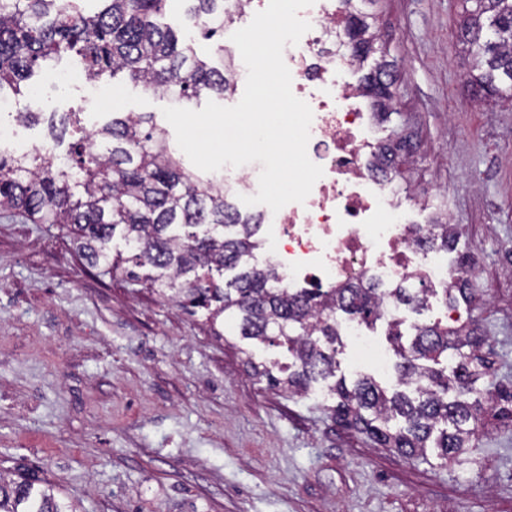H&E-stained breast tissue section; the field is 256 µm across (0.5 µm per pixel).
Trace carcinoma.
<instances>
[{
    "instance_id": "1",
    "label": "carcinoma",
    "mask_w": 512,
    "mask_h": 512,
    "mask_svg": "<svg viewBox=\"0 0 512 512\" xmlns=\"http://www.w3.org/2000/svg\"><path fill=\"white\" fill-rule=\"evenodd\" d=\"M0 0V95L22 103L14 113L21 124L38 121L26 82L64 55L80 58L90 82L118 77L162 93L182 104L203 95L224 96V44L219 60L197 57L192 42L159 21L168 0ZM203 38L224 34V0H187ZM460 41L476 59L470 84L482 98L512 99V0H464ZM375 16L353 9L343 29L350 31L354 56L374 52ZM390 63L365 78L364 90L386 115L398 112ZM51 129L78 135L64 156L35 147L24 154L0 152V215L67 229L77 252L102 274L139 276L128 266L150 269L148 286L183 306L205 311L214 334L230 323L233 335L286 349L292 362L267 366L243 351L253 375L269 386L304 394L319 384L334 400L336 421L406 457L457 461L470 448L483 399L499 405L495 416L512 425V388L482 391L494 353L474 323L439 321L414 326L403 343L402 321L390 322L389 336L401 388L387 391L373 377L353 383L336 376L342 347L340 319L372 327L383 317L376 289L358 284L339 288H288L277 269L252 263L262 242L261 220L242 214L208 184V176L186 167L182 157L155 150L167 136L152 116L112 113L95 131H84L80 113L49 119ZM125 251L112 249L114 238ZM425 243L433 250L457 248L446 224H430ZM460 264L449 304L475 301L471 277ZM232 277L224 279V273ZM392 301L416 312L428 308L431 293L393 288ZM0 512H69L56 486L0 474Z\"/></svg>"
}]
</instances>
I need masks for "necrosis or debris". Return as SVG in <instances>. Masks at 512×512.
<instances>
[{"mask_svg":"<svg viewBox=\"0 0 512 512\" xmlns=\"http://www.w3.org/2000/svg\"><path fill=\"white\" fill-rule=\"evenodd\" d=\"M345 0H315L300 12L311 25L285 47L293 94L313 112L307 154L324 174L304 203L279 211L257 205L269 257L284 284L329 288L364 281L379 291L397 286L447 288V256L429 250L413 231L392 173L370 140L376 103L362 104L348 74L355 60L341 47Z\"/></svg>","mask_w":512,"mask_h":512,"instance_id":"obj_1","label":"necrosis or debris"}]
</instances>
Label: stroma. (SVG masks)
<instances>
[{"mask_svg": "<svg viewBox=\"0 0 512 512\" xmlns=\"http://www.w3.org/2000/svg\"><path fill=\"white\" fill-rule=\"evenodd\" d=\"M380 46L394 61L397 114L380 142L411 137L394 188L413 224L435 212L457 224L448 255L479 264L478 321L495 352L492 383L512 386V106L477 100L472 60L458 39L461 0H379ZM370 56L354 82L380 62ZM111 106L75 79L36 82L37 111L80 112L94 130L115 112L164 124L169 96L121 81ZM383 362L348 338L339 373L394 385L385 321L372 329ZM275 347L213 335L146 285L103 277L65 232L0 218V472L56 485L77 512H512V426L477 424L462 462L407 458L374 446L332 418L321 393L292 396L248 375Z\"/></svg>", "mask_w": 512, "mask_h": 512, "instance_id": "obj_1", "label": "stroma"}]
</instances>
